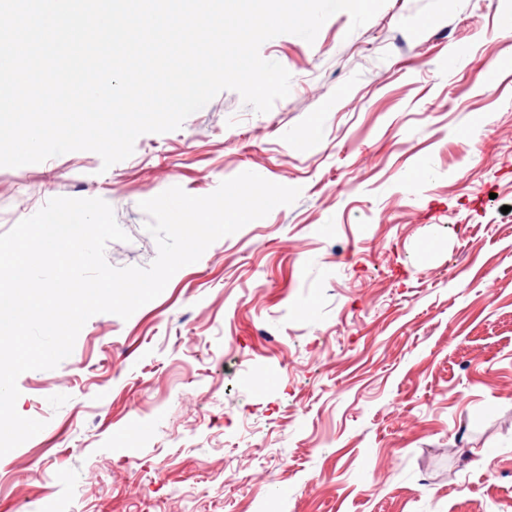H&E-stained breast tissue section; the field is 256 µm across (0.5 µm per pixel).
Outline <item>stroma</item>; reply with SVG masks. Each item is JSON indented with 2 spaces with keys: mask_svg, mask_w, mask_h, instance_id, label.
<instances>
[{
  "mask_svg": "<svg viewBox=\"0 0 512 512\" xmlns=\"http://www.w3.org/2000/svg\"><path fill=\"white\" fill-rule=\"evenodd\" d=\"M512 0H387L262 58L265 114L220 92L180 129L0 167V234L109 203L114 267L157 256L139 204L252 171L300 188L129 319L17 380L43 430L0 512H512ZM317 128L309 136V128Z\"/></svg>",
  "mask_w": 512,
  "mask_h": 512,
  "instance_id": "1",
  "label": "stroma"
}]
</instances>
